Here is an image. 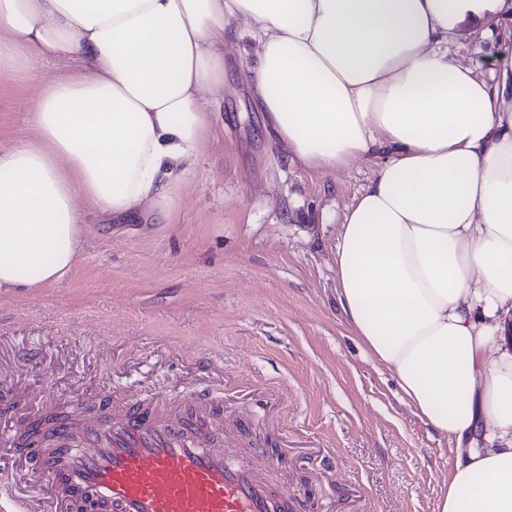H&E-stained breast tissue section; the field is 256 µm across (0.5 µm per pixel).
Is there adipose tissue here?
Instances as JSON below:
<instances>
[{
  "instance_id": "1",
  "label": "adipose tissue",
  "mask_w": 512,
  "mask_h": 512,
  "mask_svg": "<svg viewBox=\"0 0 512 512\" xmlns=\"http://www.w3.org/2000/svg\"><path fill=\"white\" fill-rule=\"evenodd\" d=\"M503 0H0V75L68 56L34 139L0 149V290L74 268L90 214L170 218L244 19L267 135L315 170L374 174L336 246L340 307L417 417L456 443L438 512H512V110L448 36ZM85 208H78L77 199ZM484 428L494 442L472 447Z\"/></svg>"
}]
</instances>
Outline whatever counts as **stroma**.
Returning <instances> with one entry per match:
<instances>
[{
    "mask_svg": "<svg viewBox=\"0 0 512 512\" xmlns=\"http://www.w3.org/2000/svg\"><path fill=\"white\" fill-rule=\"evenodd\" d=\"M224 41V99L171 223L101 217L61 282L0 291V439L59 411L206 391L224 411L209 443L284 452L312 512H437L454 445L422 422L354 339L336 288L347 208L374 167L321 171L265 134L250 90L257 43ZM448 53L512 102V10L449 36ZM30 82L0 80V146L35 137ZM11 499L48 512L50 476L0 450Z\"/></svg>",
    "mask_w": 512,
    "mask_h": 512,
    "instance_id": "stroma-1",
    "label": "stroma"
}]
</instances>
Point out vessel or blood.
<instances>
[{"label":"vessel or blood","mask_w":512,"mask_h":512,"mask_svg":"<svg viewBox=\"0 0 512 512\" xmlns=\"http://www.w3.org/2000/svg\"><path fill=\"white\" fill-rule=\"evenodd\" d=\"M205 404L146 397L110 421L59 417L39 434H15L11 452L52 476L54 512H307L308 501L273 486L256 460L208 444Z\"/></svg>","instance_id":"obj_1"}]
</instances>
